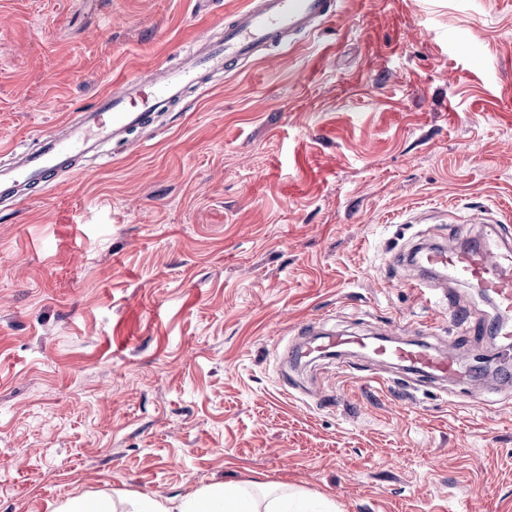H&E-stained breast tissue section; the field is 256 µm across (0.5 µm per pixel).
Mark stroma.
Segmentation results:
<instances>
[{
    "label": "stroma",
    "instance_id": "1",
    "mask_svg": "<svg viewBox=\"0 0 512 512\" xmlns=\"http://www.w3.org/2000/svg\"><path fill=\"white\" fill-rule=\"evenodd\" d=\"M247 0H0V152L179 63ZM490 223H483V216ZM512 232V0H340L0 206V512L66 496L288 484L341 512H512V385L468 401L300 327L428 342L490 370L393 257Z\"/></svg>",
    "mask_w": 512,
    "mask_h": 512
}]
</instances>
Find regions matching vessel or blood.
<instances>
[{"label": "vessel or blood", "instance_id": "b4317fda", "mask_svg": "<svg viewBox=\"0 0 512 512\" xmlns=\"http://www.w3.org/2000/svg\"><path fill=\"white\" fill-rule=\"evenodd\" d=\"M338 4L339 0H247L231 15L221 39L201 31L195 50L178 65L160 67L147 78H125L75 119L40 134L35 148L14 152L7 164L0 165V203H21L33 190L72 174L106 145L127 141L133 131L150 126L159 113L180 103L187 89L206 94L212 75L233 72L259 59L270 45H288L296 34L315 32L334 16ZM418 263L424 271L420 286L446 273L492 297L498 309L512 310V276L507 273L512 266V240L502 239L492 248L440 246L424 251ZM358 351L426 379L460 375L455 354L437 352L422 342L383 345L370 336L329 331L305 353L342 357Z\"/></svg>", "mask_w": 512, "mask_h": 512}]
</instances>
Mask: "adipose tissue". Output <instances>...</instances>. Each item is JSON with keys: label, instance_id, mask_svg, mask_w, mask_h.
<instances>
[{"label": "adipose tissue", "instance_id": "adipose-tissue-1", "mask_svg": "<svg viewBox=\"0 0 512 512\" xmlns=\"http://www.w3.org/2000/svg\"><path fill=\"white\" fill-rule=\"evenodd\" d=\"M56 512H340L335 502L287 485L254 493L241 484H212L179 498L133 494L115 505L103 493L66 498Z\"/></svg>", "mask_w": 512, "mask_h": 512}]
</instances>
